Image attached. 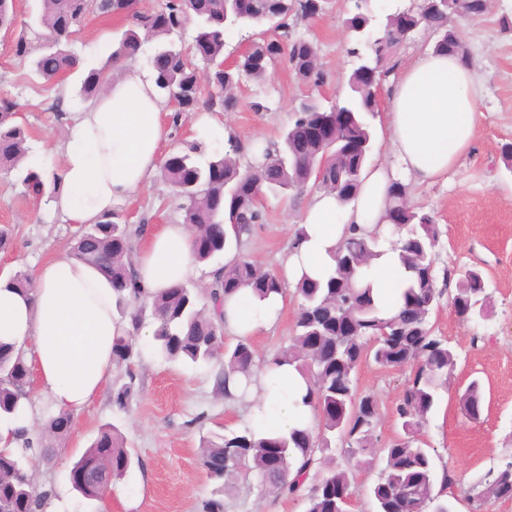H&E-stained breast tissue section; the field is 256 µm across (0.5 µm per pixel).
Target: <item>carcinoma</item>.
Returning <instances> with one entry per match:
<instances>
[{
    "instance_id": "carcinoma-1",
    "label": "carcinoma",
    "mask_w": 512,
    "mask_h": 512,
    "mask_svg": "<svg viewBox=\"0 0 512 512\" xmlns=\"http://www.w3.org/2000/svg\"><path fill=\"white\" fill-rule=\"evenodd\" d=\"M252 13L234 19L230 0H166L156 12L133 10V0H39L30 15L28 29L20 30L15 54L30 60L31 73L45 82L75 72L78 95L89 100L104 88V76L112 67L153 44L149 57L153 81L168 104H174L173 123L199 108L230 112L238 103L240 75L256 84L264 82L269 70L287 58L299 83L317 86L325 73L318 45L290 32L289 19L306 20L323 11V0H298L285 8L281 0H252ZM14 0H0V30L15 25ZM488 0H442L438 7L423 3L397 10L382 24L357 9L343 20L347 34L346 53L358 60L348 78L349 93L331 101H319L308 110L293 111L282 142L264 149L254 165L241 163L242 148L230 144L219 154L205 152L204 143L191 142L171 150L160 166V179L182 201L184 223L194 236L204 240L195 246L198 261L208 263L235 252V259L215 269L203 288L176 285L165 292L143 298L135 284L134 241L145 225L130 226L106 214L96 227H80L73 234L72 256L98 268L112 284L119 317L130 321L132 332L115 342L113 367L123 371L127 382L114 393L118 406H125L135 391L134 359L137 333L146 318L154 324L152 339L165 359L193 364L221 362L216 390L227 399L241 379L251 383L257 374L255 353L249 338L221 350L224 331L223 298L241 287H249L261 299L284 295L288 285L277 272L265 269L241 252V244L252 225L261 221L259 195L270 192L296 199L313 185L349 203L357 194L373 148L372 119L379 112L376 86L394 72L406 32L423 29L432 37L431 48L471 63L457 17L471 21L488 12ZM101 17L127 14L131 22L112 44L111 56L99 67L79 71L80 61L69 48L70 38L80 30L88 15ZM242 27H261L237 66L229 71L224 61V34L232 21ZM192 28L195 56L211 64L210 89H197L193 64L184 56L176 36ZM32 42L26 31H35ZM346 114L335 123L334 108ZM18 104L0 97V174L23 187V193L40 199L56 198L63 188L62 176H43L23 165L29 154L27 128L17 121ZM336 125L330 140L313 139L315 125ZM325 162L321 174L317 165ZM403 211V224L393 229L398 238L391 243L412 273L397 311L384 317L370 286L358 276L377 256L379 235L353 226L336 252V268L323 280L303 279L295 287L298 307L292 335L269 363L288 364L305 377L308 394L304 403L319 419L316 430L293 429L286 436L260 437L245 427L206 441L202 466L210 480L223 489L232 487L239 476L253 475L267 493L301 495L305 512H339V495L356 493L352 463L368 464L376 454L379 408L370 395L358 391L355 372L362 361L373 360L382 367H408L410 375L393 409L401 437L385 448L386 465L367 489L376 512H449L448 500L457 499V479L447 465H437L440 456L418 446L419 435L448 389V378L456 355L445 341L434 335L429 316L445 289L437 287L432 256L438 231L431 213L414 207L408 186L395 179L385 199V212ZM234 225L233 235L224 225ZM482 274L468 270L457 279L451 305L463 320L468 308L481 310L484 295ZM399 336L394 343L379 335L381 327ZM30 368L21 354L0 344V418L10 420L29 400L26 387ZM483 403L481 383L471 381L459 395V404L470 420L480 418ZM72 424L67 414L51 418L41 437L23 439L21 447L0 451V512H44L49 493L36 489L33 466L45 451L44 442L65 435ZM133 463L120 432L101 428L89 448L75 461L70 472L88 471L85 482L73 486L82 498L100 501L110 481L123 477ZM481 485L497 500H512V463L507 461L487 471Z\"/></svg>"
}]
</instances>
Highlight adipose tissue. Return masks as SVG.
Returning a JSON list of instances; mask_svg holds the SVG:
<instances>
[{
  "label": "adipose tissue",
  "mask_w": 512,
  "mask_h": 512,
  "mask_svg": "<svg viewBox=\"0 0 512 512\" xmlns=\"http://www.w3.org/2000/svg\"><path fill=\"white\" fill-rule=\"evenodd\" d=\"M475 71L458 57L426 50L403 65L386 91L391 145L416 183L447 175L470 151L482 116ZM166 102L135 61L89 106L64 118L58 146L63 190L54 207L64 223L80 227L110 213L114 203L143 188L155 171L159 150L171 133ZM390 179L384 167L368 169L356 198L340 205L318 193L307 205L302 234L283 261L280 276L290 285L320 279L335 268L336 248L349 225L379 224ZM367 271L383 315H392L409 277L397 252L382 244ZM138 284L157 293L197 272L192 236L185 224L154 227L135 252ZM280 295L257 298L244 287L224 298V329L254 336L276 322ZM131 325L120 320L107 279L69 252L52 255L36 272L32 291L10 288L0 277V343L24 354L38 373V391L56 410L79 414L112 375V348ZM264 393L249 410L251 427L286 435L313 427L301 396L307 385L294 367H265Z\"/></svg>",
  "instance_id": "obj_1"
}]
</instances>
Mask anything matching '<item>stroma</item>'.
Returning <instances> with one entry per match:
<instances>
[{
	"instance_id": "35a3bbf8",
	"label": "stroma",
	"mask_w": 512,
	"mask_h": 512,
	"mask_svg": "<svg viewBox=\"0 0 512 512\" xmlns=\"http://www.w3.org/2000/svg\"><path fill=\"white\" fill-rule=\"evenodd\" d=\"M355 0H325V9L314 19L295 27L315 41L326 78L317 97L333 98L342 92V81L352 69L344 51L343 20ZM512 15V0H490L487 15L478 22L460 21L472 65L482 84L479 109L485 117L477 129L471 152L449 172L447 179L431 185H410L413 205L431 212L440 242L434 256L436 277L446 271L463 275L479 270L485 282L488 305L484 316L458 318L449 297H442L430 316L435 335L445 339L457 356L447 390L422 429L424 447L436 449L442 462L457 478L455 512H471L466 499L471 487L494 466L512 458V170L501 159L503 143L512 142V31H501L498 19ZM125 25L123 17H89L77 32L72 50L85 65L103 61L106 51L96 49L101 35H114ZM29 63L16 56L14 37L0 31V95L19 104L20 119L29 128L33 154L47 165L58 162L55 146L58 121L48 109L56 96H64L69 111L84 107L75 95V78L49 85L31 80ZM304 90L287 63H278L264 84H244L234 111L214 114L213 119L243 141L271 144L280 138L292 109ZM261 99L266 111L250 107ZM304 200L291 201L265 195L258 206L263 221L254 225L242 250L268 269H278L301 219ZM121 221L133 224L141 215L153 224L182 221L184 212L160 177L130 199L114 204ZM11 230L7 249H0V268L35 273L56 251L70 248L73 229L58 218L52 201L33 203L12 179L0 177V226ZM297 311L294 294H286L276 324L252 337L257 363L263 364L287 342ZM139 387L126 407L112 401V391L123 378L113 371L107 391L74 419L63 439L55 441L51 459L36 462L37 490L51 494L57 512H99V504L82 499L73 490L69 471L73 460L89 446L98 429L112 425L121 432L136 462L118 479L122 497L113 498L112 512H197L198 503L214 494L201 465L205 439L224 429L247 426L248 399L228 400L214 386L216 366L194 368L165 360L151 341H139ZM410 371L363 363L357 372L360 392L379 405L377 433L381 444L395 440L399 429L393 418ZM483 388V407L478 421L462 413L457 395L472 380ZM224 512H304L301 497H274L255 484L238 481L225 493Z\"/></svg>"
}]
</instances>
